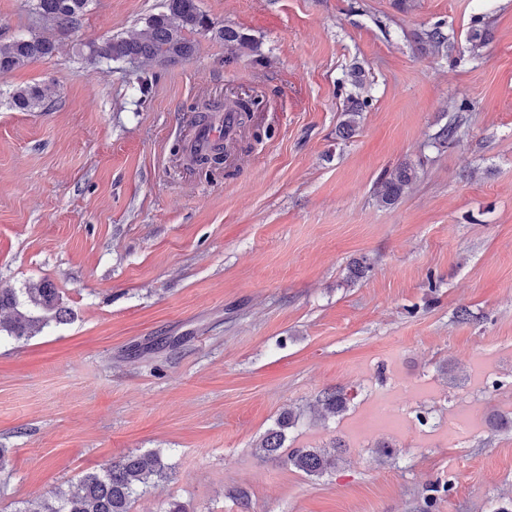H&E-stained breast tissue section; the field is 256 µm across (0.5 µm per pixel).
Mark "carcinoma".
<instances>
[{"label":"carcinoma","instance_id":"1","mask_svg":"<svg viewBox=\"0 0 512 512\" xmlns=\"http://www.w3.org/2000/svg\"><path fill=\"white\" fill-rule=\"evenodd\" d=\"M91 0H30L32 13L50 22L61 35L69 34L88 11ZM210 33L224 43L228 60L238 59L256 46L244 32L231 25L218 26L204 14L199 0H164L163 11L145 18L134 31L108 35L82 44L80 53L91 64L155 61L176 62L191 58L196 44L194 33ZM421 42L426 49L438 51L448 43V36L438 24L425 31ZM55 51V41L39 32L11 41L0 42V73H11L30 63L48 57ZM60 96L59 85L53 81L33 86L17 87L12 103L20 111L44 107ZM365 102L350 98V105L341 113L339 132L352 135L359 127ZM230 108L237 112L241 124L251 118L249 103L240 99L233 103L211 102L203 107L198 122L208 123L214 114ZM226 145L212 144L207 150L193 154L194 161L215 169L224 163ZM417 177L414 165L404 162L386 171L374 187V198L383 207L395 204L405 189ZM9 310L7 320H0V332L15 339L32 338L49 324L68 320L71 310L63 305L55 286L48 281L33 282L17 294L13 288H0V310ZM344 389H331L318 399L321 416L338 417L350 404ZM297 414L288 410L277 419L276 427L268 430L257 444L265 457L279 455L286 441V430L296 423ZM334 443L327 448H295L287 461L309 477H320L336 468ZM173 466L163 462L157 451L144 454L128 453L115 458L105 468L83 475L76 487L61 488L40 499L34 508L18 507L14 512H132L137 499L159 483L172 479Z\"/></svg>","mask_w":512,"mask_h":512}]
</instances>
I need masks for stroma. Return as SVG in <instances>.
<instances>
[{
  "instance_id": "1",
  "label": "stroma",
  "mask_w": 512,
  "mask_h": 512,
  "mask_svg": "<svg viewBox=\"0 0 512 512\" xmlns=\"http://www.w3.org/2000/svg\"><path fill=\"white\" fill-rule=\"evenodd\" d=\"M162 3L92 0L51 56L0 76V288L46 280L72 312L0 338V512L148 451L176 474L133 512L511 502L512 0H199L256 52L226 61L200 33L187 61L80 55ZM436 24L447 48L421 50ZM31 30L46 26L27 0H0V40ZM48 81L53 104L12 106L16 86ZM245 90L251 124L200 170L183 152L197 112ZM353 95L366 106L344 137ZM453 117L455 139L436 142ZM404 161L416 179L378 205L375 182ZM361 258L371 272L349 278ZM336 387L348 410L315 419ZM289 409L287 451L342 443L328 475L258 456Z\"/></svg>"
}]
</instances>
